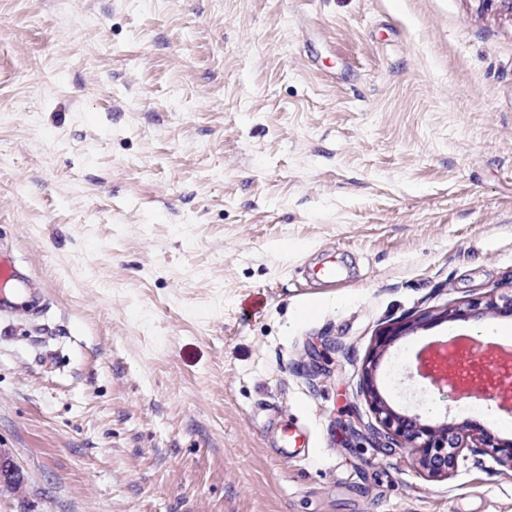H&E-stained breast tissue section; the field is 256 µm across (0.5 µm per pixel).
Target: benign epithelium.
<instances>
[{
	"label": "benign epithelium",
	"instance_id": "benign-epithelium-1",
	"mask_svg": "<svg viewBox=\"0 0 512 512\" xmlns=\"http://www.w3.org/2000/svg\"><path fill=\"white\" fill-rule=\"evenodd\" d=\"M512 311V295L487 293L469 300L465 308H436L384 328L376 341L371 355L361 368L360 391L364 396L376 424L364 431L371 435L377 448L406 449L417 458L420 468L430 476H448L454 472L465 453L482 452L501 463L512 466V441L496 437L489 431L471 424H428L418 415L409 416L395 411L380 395L375 371L380 357L399 338L419 327L496 316ZM473 373L464 377L453 390L463 394L472 391L492 400L500 383L494 381L490 371L482 363L472 364Z\"/></svg>",
	"mask_w": 512,
	"mask_h": 512
}]
</instances>
